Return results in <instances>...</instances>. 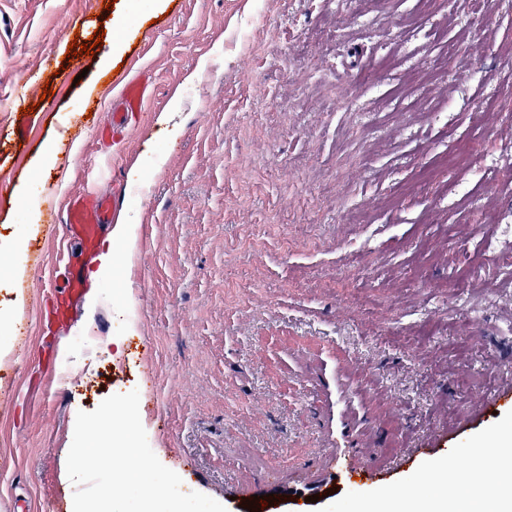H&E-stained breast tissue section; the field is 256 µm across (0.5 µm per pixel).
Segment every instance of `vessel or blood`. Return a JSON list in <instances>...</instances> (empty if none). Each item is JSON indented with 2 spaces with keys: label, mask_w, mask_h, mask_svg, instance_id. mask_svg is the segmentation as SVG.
<instances>
[{
  "label": "vessel or blood",
  "mask_w": 512,
  "mask_h": 512,
  "mask_svg": "<svg viewBox=\"0 0 512 512\" xmlns=\"http://www.w3.org/2000/svg\"><path fill=\"white\" fill-rule=\"evenodd\" d=\"M148 80L144 74L127 79L121 89L112 97V113L105 124V137L113 144L124 142L131 127L147 103ZM121 190L104 194L88 188L81 194L69 198L65 214L61 220L63 236L71 248L91 250L99 241L105 224L116 213L121 204ZM85 282L81 274L74 269H66L60 289L54 296L47 311L48 320L63 324L71 308L84 293Z\"/></svg>",
  "instance_id": "1"
}]
</instances>
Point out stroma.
I'll return each mask as SVG.
<instances>
[{
    "mask_svg": "<svg viewBox=\"0 0 512 512\" xmlns=\"http://www.w3.org/2000/svg\"><path fill=\"white\" fill-rule=\"evenodd\" d=\"M463 7L371 0L367 31L350 0H0V390L16 393L0 402V512H72L59 462L77 413L134 389L161 463L227 512L431 494L437 443L465 427V464L512 422L504 401L475 413L512 386V277L464 279L473 250L503 245L473 206L485 176L440 164L512 144V11L465 35ZM120 66L149 69V104L114 150L101 126ZM91 160L111 170L102 192L123 183L136 248L109 274L76 253L87 288L50 345L40 307L67 258L48 203L86 189ZM361 203L367 222L345 223ZM342 458L374 478L339 477Z\"/></svg>",
    "mask_w": 512,
    "mask_h": 512,
    "instance_id": "obj_1",
    "label": "stroma"
}]
</instances>
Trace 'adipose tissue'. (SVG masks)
Wrapping results in <instances>:
<instances>
[{
  "mask_svg": "<svg viewBox=\"0 0 512 512\" xmlns=\"http://www.w3.org/2000/svg\"><path fill=\"white\" fill-rule=\"evenodd\" d=\"M494 469L499 476L498 490L490 500H483L479 490H461L448 483L445 466L433 461L429 466L438 487L434 496H384L367 503L362 512H474L476 506L487 504L489 512H512V429L491 430L482 445L470 453V469L475 479H482L485 470Z\"/></svg>",
  "mask_w": 512,
  "mask_h": 512,
  "instance_id": "1",
  "label": "adipose tissue"
}]
</instances>
